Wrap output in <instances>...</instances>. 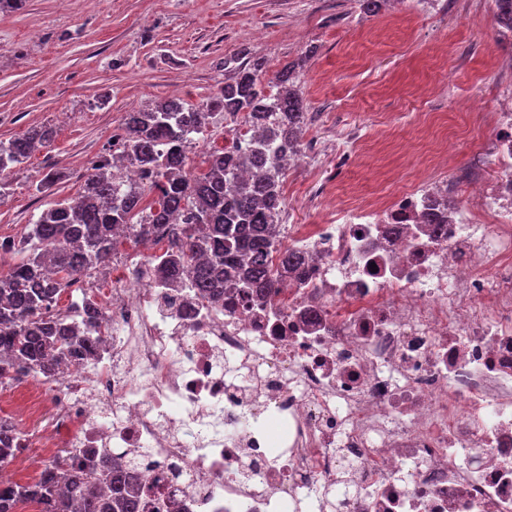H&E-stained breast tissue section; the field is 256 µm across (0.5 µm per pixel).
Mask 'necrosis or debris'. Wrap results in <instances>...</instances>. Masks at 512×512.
<instances>
[{"label":"necrosis or debris","instance_id":"obj_1","mask_svg":"<svg viewBox=\"0 0 512 512\" xmlns=\"http://www.w3.org/2000/svg\"><path fill=\"white\" fill-rule=\"evenodd\" d=\"M473 171L352 206L326 185L303 261L216 303L112 268L95 357L29 374L31 447L142 459L162 512H512V113Z\"/></svg>","mask_w":512,"mask_h":512}]
</instances>
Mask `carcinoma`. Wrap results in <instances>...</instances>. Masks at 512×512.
Instances as JSON below:
<instances>
[{"mask_svg": "<svg viewBox=\"0 0 512 512\" xmlns=\"http://www.w3.org/2000/svg\"><path fill=\"white\" fill-rule=\"evenodd\" d=\"M492 2L499 35L512 38V0ZM230 61L236 63L234 75L201 105L171 98L125 113L112 150L89 162L78 196L49 203L20 239L0 241V257H18L0 275L1 386L21 371L50 375L65 360L94 355L99 340L66 320L81 314L94 329L96 302L84 288L81 300L66 310L57 309V302L62 289L109 268L127 240L165 242L160 271L176 280L192 269L194 285L206 297L242 288L261 293L298 268L301 258L282 248L283 228L277 224L283 170L274 167L254 179L241 171L263 169L270 150L283 153L299 142L307 114L300 75L288 65L268 80L262 61L245 62L240 52ZM215 111L244 115L258 129L252 136L256 146L244 156L211 149L190 181L183 169ZM55 135L53 127L42 125L0 141V194L13 169L37 147L51 146ZM117 156L146 172L147 183L124 186ZM139 466L135 460L114 467L110 459L59 456L44 464L37 480L1 487L0 512H17L28 501L42 512H142Z\"/></svg>", "mask_w": 512, "mask_h": 512, "instance_id": "1", "label": "carcinoma"}]
</instances>
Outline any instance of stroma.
Here are the masks:
<instances>
[{"instance_id": "1", "label": "stroma", "mask_w": 512, "mask_h": 512, "mask_svg": "<svg viewBox=\"0 0 512 512\" xmlns=\"http://www.w3.org/2000/svg\"><path fill=\"white\" fill-rule=\"evenodd\" d=\"M241 49L271 76L301 62L313 114L303 142L354 139L355 161L289 168L293 223L319 218L296 207L315 181L354 201L391 196L427 171L494 172L473 112L512 109V43L500 39L490 0H382L367 17L357 0H28L0 13V140L41 124L56 136L14 169L0 239L38 218L45 200L33 185L46 172L61 173L53 200L74 198L125 113L169 98L200 103ZM451 137L457 150L443 171L434 162Z\"/></svg>"}]
</instances>
